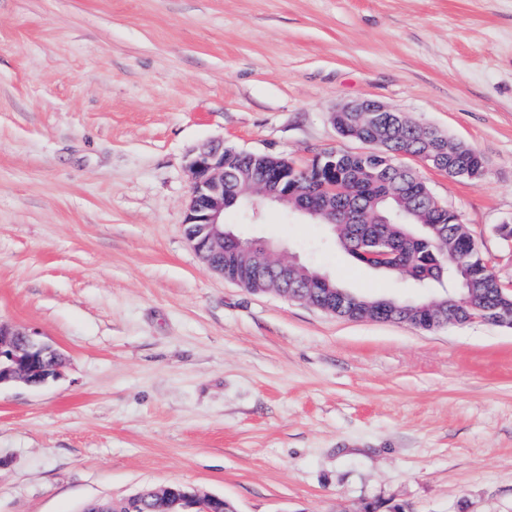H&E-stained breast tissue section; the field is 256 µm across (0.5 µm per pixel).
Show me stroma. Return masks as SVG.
Wrapping results in <instances>:
<instances>
[{
	"instance_id": "35a3bbf8",
	"label": "stroma",
	"mask_w": 512,
	"mask_h": 512,
	"mask_svg": "<svg viewBox=\"0 0 512 512\" xmlns=\"http://www.w3.org/2000/svg\"><path fill=\"white\" fill-rule=\"evenodd\" d=\"M371 98L484 159L405 156L512 288V0H0V319L58 349L0 388V512L189 484L237 512H512V328L349 320L214 273L185 235L211 143L296 165ZM243 236L352 292L440 300L254 201ZM448 173L478 181L484 174V160L475 150L453 141L448 137V156H443L438 164ZM483 171V173H482Z\"/></svg>"
}]
</instances>
